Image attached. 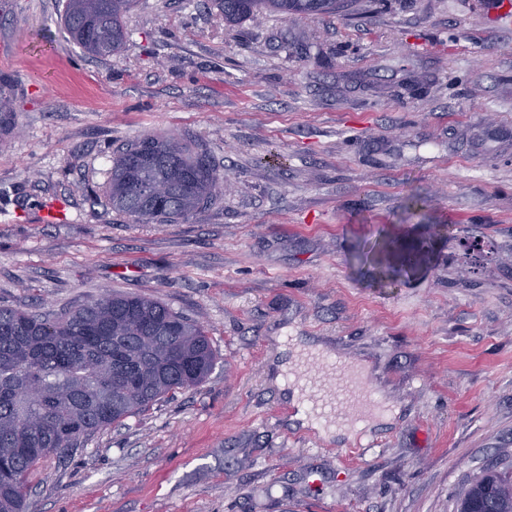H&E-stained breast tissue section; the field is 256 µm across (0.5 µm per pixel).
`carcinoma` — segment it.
Returning <instances> with one entry per match:
<instances>
[{"mask_svg": "<svg viewBox=\"0 0 512 512\" xmlns=\"http://www.w3.org/2000/svg\"><path fill=\"white\" fill-rule=\"evenodd\" d=\"M135 0H66L64 24L85 52L107 57L126 40ZM227 26L279 14L312 18L344 0H215ZM223 181L204 150L142 135L112 158V210L135 222H176L204 211ZM167 186L162 196L149 190ZM216 361L205 326L161 301L112 294L56 317L0 307V512H25L27 473L46 454L201 384ZM458 512H512V475L487 470Z\"/></svg>", "mask_w": 512, "mask_h": 512, "instance_id": "cac0c4a2", "label": "carcinoma"}]
</instances>
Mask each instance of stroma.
<instances>
[{"label": "stroma", "instance_id": "obj_1", "mask_svg": "<svg viewBox=\"0 0 512 512\" xmlns=\"http://www.w3.org/2000/svg\"><path fill=\"white\" fill-rule=\"evenodd\" d=\"M483 2L228 28L214 0H137L95 59L66 0H0V305L140 294L203 321L217 355L198 387L42 458L28 512H457L512 469V26ZM146 133L207 150L209 209L112 210V157ZM52 198L68 223L41 222ZM383 238L431 248L391 283L357 260ZM305 345L368 373L366 431L301 424Z\"/></svg>", "mask_w": 512, "mask_h": 512}]
</instances>
